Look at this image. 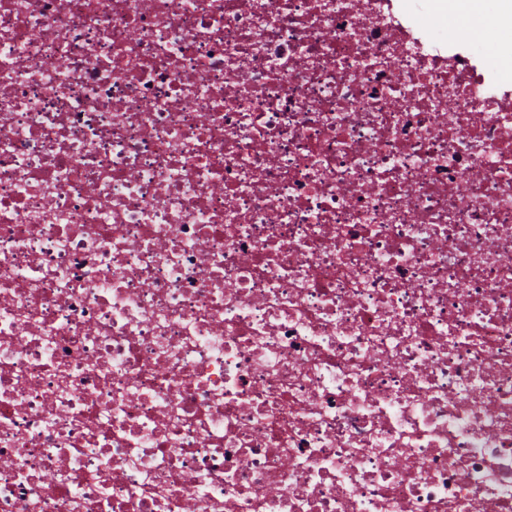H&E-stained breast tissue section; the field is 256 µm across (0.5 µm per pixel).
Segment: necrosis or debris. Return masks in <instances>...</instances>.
<instances>
[{"instance_id":"necrosis-or-debris-1","label":"necrosis or debris","mask_w":512,"mask_h":512,"mask_svg":"<svg viewBox=\"0 0 512 512\" xmlns=\"http://www.w3.org/2000/svg\"><path fill=\"white\" fill-rule=\"evenodd\" d=\"M393 0H0V512H512V91Z\"/></svg>"}]
</instances>
